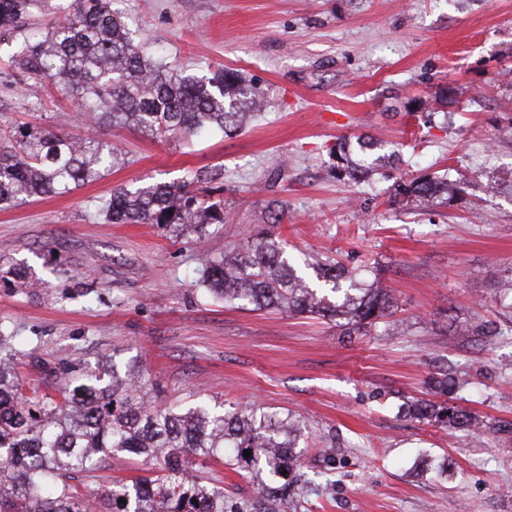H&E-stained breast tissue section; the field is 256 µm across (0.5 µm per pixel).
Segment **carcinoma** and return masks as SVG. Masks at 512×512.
Returning <instances> with one entry per match:
<instances>
[{
  "label": "carcinoma",
  "mask_w": 512,
  "mask_h": 512,
  "mask_svg": "<svg viewBox=\"0 0 512 512\" xmlns=\"http://www.w3.org/2000/svg\"><path fill=\"white\" fill-rule=\"evenodd\" d=\"M35 12L58 19L42 39L17 44L13 84L22 90L49 80L77 101L94 127L128 126L156 137L190 139L206 130L235 129L264 106L263 92L234 70L198 77L148 56L112 0H88L73 11L51 0H0V33H16ZM333 154V174L353 182L379 174L394 157L381 143L360 138L340 140ZM118 160L112 146L95 136L19 126L0 145V210L31 196L67 193L101 177ZM215 176L199 169L189 182L116 188L99 213L114 224H156L175 237L199 235L224 223V206L191 189ZM456 191L448 178L426 175L398 183L391 202L427 206ZM314 272L315 284L281 241L261 229L246 248L224 254L205 271L202 285L226 302L319 315L346 336L391 315L393 297L380 281L366 282L338 262L320 263ZM13 338L10 325L0 321V512H301L308 486L301 447L305 426L292 413L257 404L224 411L207 402L161 408L154 405L160 388L136 362L122 372L115 365H72L74 381L58 375L55 394H42L15 372ZM429 387L448 396L458 381L434 378ZM403 410L422 422L480 432L478 417L454 404L417 399ZM116 453L156 462L158 475L114 479L94 498L69 483L70 473L92 470ZM201 457L224 461L256 482V492L226 490L219 478L196 468Z\"/></svg>",
  "instance_id": "cac0c4a2"
}]
</instances>
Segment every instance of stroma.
Masks as SVG:
<instances>
[{"mask_svg":"<svg viewBox=\"0 0 512 512\" xmlns=\"http://www.w3.org/2000/svg\"><path fill=\"white\" fill-rule=\"evenodd\" d=\"M149 55L207 75L238 70L268 106L232 136L158 140L90 128L125 162L64 195L0 210V267L26 264L28 288L0 280L27 383L75 363L145 361L157 404L259 403L308 426L306 512H512V302L490 269L512 271V0H117ZM0 45V137L54 128L71 103L48 82L16 91ZM370 136L395 154L386 177L330 173L340 138ZM217 168L224 221L202 237L155 224H108L117 187L182 181ZM447 174L467 190L432 208L391 205L396 180ZM284 201L282 223L268 204ZM266 227L293 256L367 269L401 323L352 336L310 314L253 310L196 284L225 251ZM451 371L448 400L495 432L483 441L400 415ZM333 449L335 463L321 455ZM447 461V473L431 461ZM117 454L78 474L97 494L141 475Z\"/></svg>","mask_w":512,"mask_h":512,"instance_id":"stroma-1","label":"stroma"}]
</instances>
